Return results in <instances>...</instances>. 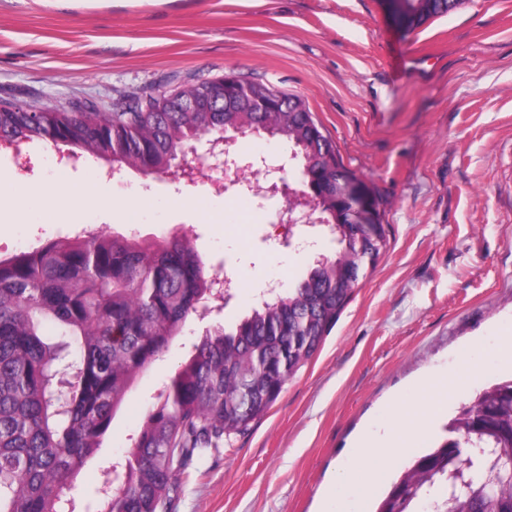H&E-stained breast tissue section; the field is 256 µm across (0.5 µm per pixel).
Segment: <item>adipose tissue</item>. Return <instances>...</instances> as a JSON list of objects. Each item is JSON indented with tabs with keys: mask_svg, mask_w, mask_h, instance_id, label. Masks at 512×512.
Segmentation results:
<instances>
[{
	"mask_svg": "<svg viewBox=\"0 0 512 512\" xmlns=\"http://www.w3.org/2000/svg\"><path fill=\"white\" fill-rule=\"evenodd\" d=\"M35 195L48 201L60 199L76 206L92 205L107 212L114 208L111 197L100 184L72 183L61 176L38 188ZM481 373L480 362L476 358H468L466 377H459L453 371L436 372L423 378L418 384L423 395L420 405L395 402L388 406L386 423L380 429L363 432L354 445V455L364 472V478L356 489L358 498H370L385 480L375 467V459H385L393 467L399 465L423 442L432 420L443 411L445 398L465 394L466 380L477 379Z\"/></svg>",
	"mask_w": 512,
	"mask_h": 512,
	"instance_id": "adipose-tissue-1",
	"label": "adipose tissue"
}]
</instances>
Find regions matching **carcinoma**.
<instances>
[{"label": "carcinoma", "mask_w": 512, "mask_h": 512, "mask_svg": "<svg viewBox=\"0 0 512 512\" xmlns=\"http://www.w3.org/2000/svg\"><path fill=\"white\" fill-rule=\"evenodd\" d=\"M460 0H407L409 29ZM224 82L219 74L174 89L94 106L0 104V141L44 142L67 156L116 162L166 176L194 143L224 128L264 122L300 161L305 194L316 201L335 255L311 261L306 276L252 309L234 330L201 336L165 384L122 465L121 485L86 505L95 512H162L177 476L195 455L248 431L308 365L358 288L386 251L381 200L347 169L306 101L250 82L271 111H176ZM208 274L185 236L145 241L91 234L53 241L0 259V512H68L74 481L136 377L168 348L208 300ZM70 366L66 386L57 373ZM443 440L414 457L376 512H512V482L474 483L448 493L460 449L512 450V380L460 407Z\"/></svg>", "instance_id": "carcinoma-1"}]
</instances>
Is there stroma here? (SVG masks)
I'll return each instance as SVG.
<instances>
[{"mask_svg": "<svg viewBox=\"0 0 512 512\" xmlns=\"http://www.w3.org/2000/svg\"><path fill=\"white\" fill-rule=\"evenodd\" d=\"M304 97L344 165L378 190L389 245L270 411L230 445L193 459L166 512H320L336 466H354L358 435L380 426L431 371L461 368L478 348L479 386L512 379L494 353L512 326V0H463L413 31L380 0H0V102L92 105L225 72ZM52 146L0 150V177L27 194L66 173ZM125 168L115 205L143 203L138 223L93 206L46 219L33 202L0 223V258L66 238L72 227L128 238L187 235L206 271L233 268L235 296L189 317L141 373L78 476L77 505L124 460L147 411L206 330L230 329L258 302L257 278H299L308 253L283 247L282 196L221 190Z\"/></svg>", "mask_w": 512, "mask_h": 512, "instance_id": "obj_1", "label": "stroma"}]
</instances>
